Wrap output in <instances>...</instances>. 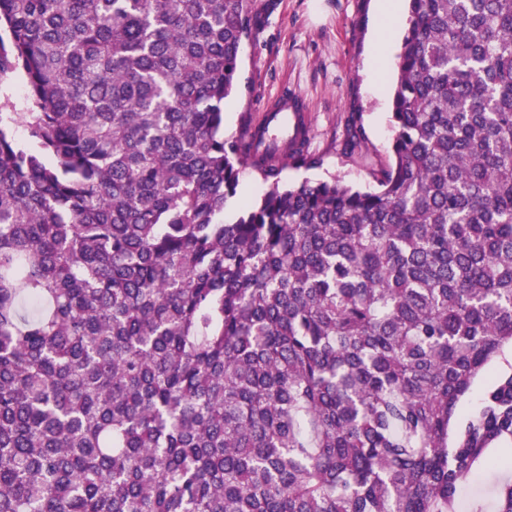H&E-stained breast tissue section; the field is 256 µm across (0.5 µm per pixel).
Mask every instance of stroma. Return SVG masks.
Returning a JSON list of instances; mask_svg holds the SVG:
<instances>
[{"instance_id": "obj_1", "label": "stroma", "mask_w": 512, "mask_h": 512, "mask_svg": "<svg viewBox=\"0 0 512 512\" xmlns=\"http://www.w3.org/2000/svg\"><path fill=\"white\" fill-rule=\"evenodd\" d=\"M262 26L241 51L238 90L224 106V134L240 135L262 106L301 93L311 117L313 168L286 166L283 184L336 178L356 187L374 183V169L392 161V94L396 65L374 62L377 0H249ZM357 113L365 147L342 150L345 121Z\"/></svg>"}]
</instances>
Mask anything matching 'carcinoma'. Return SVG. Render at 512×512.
Listing matches in <instances>:
<instances>
[{"mask_svg":"<svg viewBox=\"0 0 512 512\" xmlns=\"http://www.w3.org/2000/svg\"><path fill=\"white\" fill-rule=\"evenodd\" d=\"M259 24L0 0V512H512V0H410L365 190L224 138ZM267 189V184L250 167L243 168L240 178L237 195L230 198L224 209L226 220L232 219L242 207L244 201L253 202L261 197Z\"/></svg>","mask_w":512,"mask_h":512,"instance_id":"cac0c4a2","label":"carcinoma"}]
</instances>
